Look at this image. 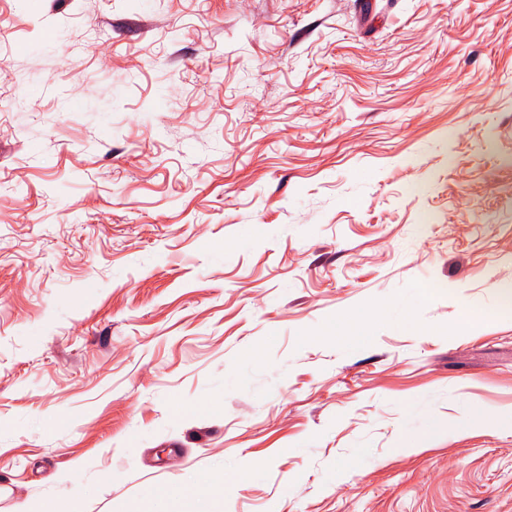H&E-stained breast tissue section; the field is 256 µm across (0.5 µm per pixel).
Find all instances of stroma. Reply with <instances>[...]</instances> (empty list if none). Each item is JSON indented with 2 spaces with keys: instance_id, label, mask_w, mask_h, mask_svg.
Instances as JSON below:
<instances>
[{
  "instance_id": "35a3bbf8",
  "label": "stroma",
  "mask_w": 512,
  "mask_h": 512,
  "mask_svg": "<svg viewBox=\"0 0 512 512\" xmlns=\"http://www.w3.org/2000/svg\"><path fill=\"white\" fill-rule=\"evenodd\" d=\"M0 26V512H512V0ZM163 497L165 507L160 512H219L224 484L202 480L188 487H175L164 492ZM16 512H83L79 499L69 502L48 501L30 504L22 502L18 504Z\"/></svg>"
}]
</instances>
